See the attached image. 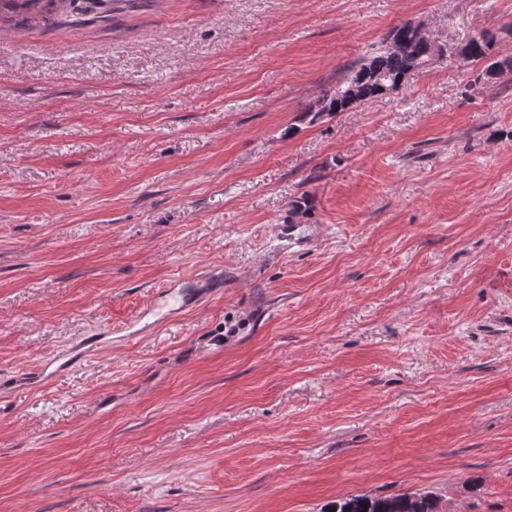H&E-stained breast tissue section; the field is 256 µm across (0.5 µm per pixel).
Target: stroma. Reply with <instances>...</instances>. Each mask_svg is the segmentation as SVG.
<instances>
[{
  "mask_svg": "<svg viewBox=\"0 0 512 512\" xmlns=\"http://www.w3.org/2000/svg\"><path fill=\"white\" fill-rule=\"evenodd\" d=\"M396 91L307 108L397 25ZM512 0H114L0 27V512H512ZM312 209L291 217L295 200ZM494 33L481 30L470 35L459 48L460 57L464 62L473 64L488 61L481 72L476 76L470 88L474 91H482L488 82L499 79L505 72H512V56L498 58L493 55V47L496 42ZM444 512L441 499L430 492L400 494L390 498L352 496L336 501L334 512Z\"/></svg>",
  "mask_w": 512,
  "mask_h": 512,
  "instance_id": "1",
  "label": "stroma"
}]
</instances>
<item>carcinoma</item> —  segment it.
I'll return each instance as SVG.
<instances>
[{"mask_svg": "<svg viewBox=\"0 0 512 512\" xmlns=\"http://www.w3.org/2000/svg\"><path fill=\"white\" fill-rule=\"evenodd\" d=\"M106 0H0V22L14 21L19 26L44 27L59 24V18L77 15H97ZM496 36L481 30L469 36L460 47L463 61L473 64L486 62L470 88L481 91L488 82L512 72V56L493 54ZM434 42L418 37L405 22L394 27L381 45L352 65L336 83L309 108L322 112H345L365 101L382 95V86L399 89L407 75L427 65ZM444 512L441 499L430 493L400 494L390 498L352 496L332 506L334 512Z\"/></svg>", "mask_w": 512, "mask_h": 512, "instance_id": "cac0c4a2", "label": "carcinoma"}]
</instances>
